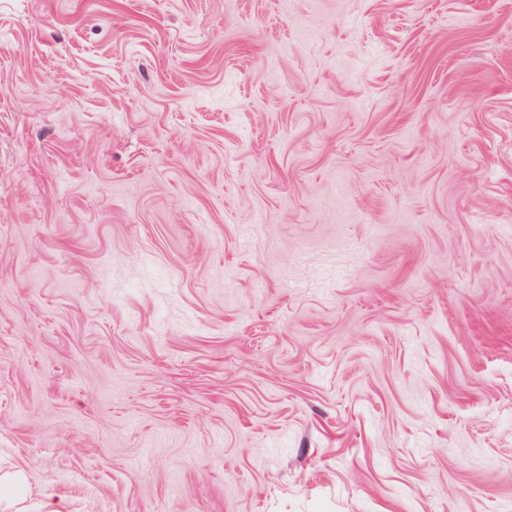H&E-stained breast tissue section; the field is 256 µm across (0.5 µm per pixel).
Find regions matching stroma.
Returning a JSON list of instances; mask_svg holds the SVG:
<instances>
[{
    "label": "stroma",
    "mask_w": 512,
    "mask_h": 512,
    "mask_svg": "<svg viewBox=\"0 0 512 512\" xmlns=\"http://www.w3.org/2000/svg\"><path fill=\"white\" fill-rule=\"evenodd\" d=\"M0 512H512V0H0Z\"/></svg>",
    "instance_id": "1"
}]
</instances>
